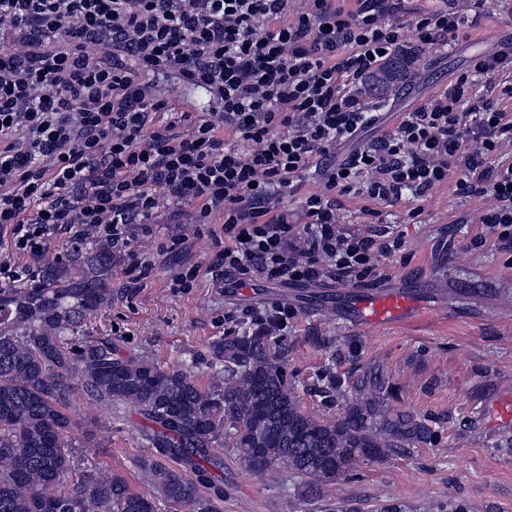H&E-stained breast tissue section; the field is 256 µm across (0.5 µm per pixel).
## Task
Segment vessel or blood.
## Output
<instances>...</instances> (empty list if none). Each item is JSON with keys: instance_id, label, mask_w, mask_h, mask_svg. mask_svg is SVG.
Here are the masks:
<instances>
[{"instance_id": "1", "label": "vessel or blood", "mask_w": 512, "mask_h": 512, "mask_svg": "<svg viewBox=\"0 0 512 512\" xmlns=\"http://www.w3.org/2000/svg\"><path fill=\"white\" fill-rule=\"evenodd\" d=\"M341 297L349 323L360 330L407 321L421 310L416 292L407 288L359 292L345 290Z\"/></svg>"}]
</instances>
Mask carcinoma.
Instances as JSON below:
<instances>
[{
	"label": "carcinoma",
	"instance_id": "cac0c4a2",
	"mask_svg": "<svg viewBox=\"0 0 512 512\" xmlns=\"http://www.w3.org/2000/svg\"><path fill=\"white\" fill-rule=\"evenodd\" d=\"M407 77L398 55L383 64L370 90L387 96ZM121 258L87 240L68 260L47 257L23 288H0V512H156L154 499L132 491L107 468L85 469L74 487L59 486L75 470L76 442L67 413L69 385L80 381L91 400L135 407L155 458L147 482L169 503L210 512L208 488L224 497L219 435L232 440L251 469L255 450L267 466L303 479L301 499L321 498L361 462L380 461L434 431L412 416L385 410L387 393L362 391L344 416L317 419L301 407L263 326L214 346L222 384L199 386L181 370L149 360L114 357L112 343L82 339L81 329L112 302Z\"/></svg>",
	"mask_w": 512,
	"mask_h": 512
}]
</instances>
